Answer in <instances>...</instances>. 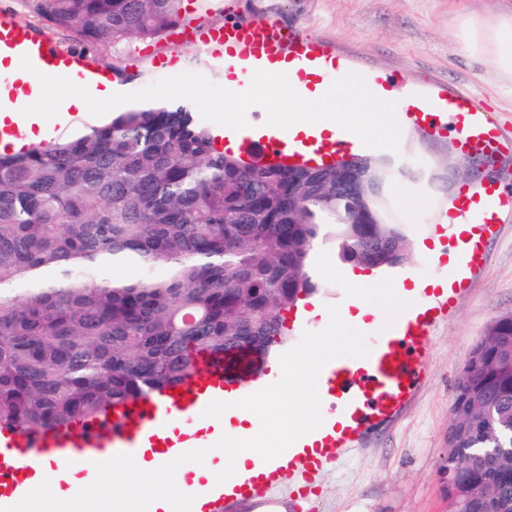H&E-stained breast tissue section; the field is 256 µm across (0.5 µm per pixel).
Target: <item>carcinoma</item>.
I'll return each instance as SVG.
<instances>
[{
	"instance_id": "cac0c4a2",
	"label": "carcinoma",
	"mask_w": 512,
	"mask_h": 512,
	"mask_svg": "<svg viewBox=\"0 0 512 512\" xmlns=\"http://www.w3.org/2000/svg\"><path fill=\"white\" fill-rule=\"evenodd\" d=\"M89 46L154 42L184 0H33ZM360 171L354 200L336 181ZM390 157L245 164L184 99L153 100L50 144L0 153V423L69 428L179 385L203 355L262 358L283 312L319 288L318 245L365 268L410 255ZM168 268L163 279L103 277ZM52 267L58 279L38 277ZM512 313L472 351L451 404L448 466L470 512H512ZM468 456L457 463V453Z\"/></svg>"
}]
</instances>
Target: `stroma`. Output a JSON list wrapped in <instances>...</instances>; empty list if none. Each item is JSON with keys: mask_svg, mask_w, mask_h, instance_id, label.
Masks as SVG:
<instances>
[{"mask_svg": "<svg viewBox=\"0 0 512 512\" xmlns=\"http://www.w3.org/2000/svg\"><path fill=\"white\" fill-rule=\"evenodd\" d=\"M190 16L204 25L226 17L276 19L288 31L335 48L349 70L369 77L396 74L409 93H442L472 98L491 122L512 130V85L498 79L468 56L455 38L465 16L512 15V0H190ZM8 13L39 31L62 51L76 49L70 34L47 27L31 0H0ZM97 65L126 73L124 89L146 87L155 61L175 55L182 69L224 82V66L207 62L196 44L166 38L151 44L123 42L111 49L92 48ZM450 135L416 125L401 133L397 163L408 164L413 176L392 183L394 211L411 242L447 243L455 227L441 223L458 192L436 180V162ZM320 290L315 298L326 317L290 330L289 349L321 351L344 341L340 313L346 293L364 290L385 308L396 302L395 282H443L448 261H432L413 252L404 264L373 271L370 280L349 276V264L323 250L314 263ZM512 313V215L504 216L488 239L486 259L455 308L440 317L430 338V353L421 386L390 421L355 440L356 450L323 482L315 502L318 512H448V426L451 400L471 351L489 326Z\"/></svg>", "mask_w": 512, "mask_h": 512, "instance_id": "obj_1", "label": "stroma"}]
</instances>
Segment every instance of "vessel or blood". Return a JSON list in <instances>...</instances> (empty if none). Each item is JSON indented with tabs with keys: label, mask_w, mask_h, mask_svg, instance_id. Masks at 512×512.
<instances>
[{
	"label": "vessel or blood",
	"mask_w": 512,
	"mask_h": 512,
	"mask_svg": "<svg viewBox=\"0 0 512 512\" xmlns=\"http://www.w3.org/2000/svg\"><path fill=\"white\" fill-rule=\"evenodd\" d=\"M192 36L208 59L225 69L249 72L259 67L283 73L296 92L326 93L346 74L332 47L286 31L275 20H228L218 27L190 25L175 28L174 39ZM61 80L94 91L99 81L92 61L59 51L48 40L13 16L0 13V142L28 141L33 127L32 101L48 92V81ZM406 121L441 133L453 129L462 153L495 155L512 141L489 126L476 104L461 96H438L402 104ZM240 158L267 165L321 166L337 155L352 151L353 133L337 130L335 136L290 135L259 118L248 119L238 130L225 129ZM512 201V189L488 184L482 211L471 208L472 199L460 195L456 213L465 221L480 215H497L500 205ZM464 274L448 292L443 308H453L470 284L471 270L482 262L483 241L456 253ZM436 320L428 302L417 301L388 314L365 317L347 330L360 351H338L322 360L314 384L323 408L320 426L296 447L250 463L234 484L202 478L187 482L186 512H226L228 504L248 500L264 506L288 497L297 512H305L320 482L352 451L355 437L368 425L396 415L410 399L425 373L426 345ZM263 384H234L224 365H206L180 390H164L144 397L70 432L29 433L0 430V512H19L29 496L36 468L62 479L77 473L93 479L98 461L105 456L144 455L164 461L179 454L189 440H208L214 429V407L260 399Z\"/></svg>",
	"instance_id": "1"
}]
</instances>
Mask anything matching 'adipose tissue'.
I'll return each instance as SVG.
<instances>
[{
  "instance_id": "ef3b65f1",
  "label": "adipose tissue",
  "mask_w": 512,
  "mask_h": 512,
  "mask_svg": "<svg viewBox=\"0 0 512 512\" xmlns=\"http://www.w3.org/2000/svg\"><path fill=\"white\" fill-rule=\"evenodd\" d=\"M456 37L467 51L479 55L496 73L512 78V17H499L490 21L466 20ZM320 353L309 352L294 361L280 363L269 375L270 394L284 388L305 387L313 389ZM260 405L253 404L235 412V435L249 438L246 448L226 451V475H234L247 463L272 454L305 431L314 430L319 413L313 408L299 409L292 413L287 424L272 433H262L253 427L252 420L260 412ZM166 472L139 457L128 456L112 459L103 466V476L96 489L85 496L84 512H112L113 501H120L123 512H139L144 495H153L163 512H172L176 498L182 495V485L166 480Z\"/></svg>"
}]
</instances>
